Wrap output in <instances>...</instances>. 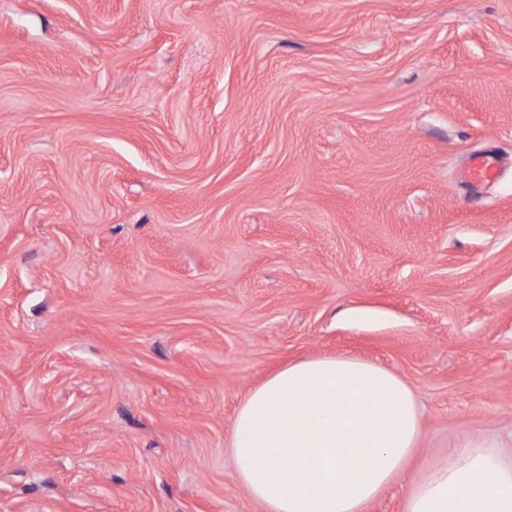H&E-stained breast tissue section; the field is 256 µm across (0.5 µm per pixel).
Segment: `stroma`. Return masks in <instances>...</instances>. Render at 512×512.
<instances>
[{
  "instance_id": "1",
  "label": "stroma",
  "mask_w": 512,
  "mask_h": 512,
  "mask_svg": "<svg viewBox=\"0 0 512 512\" xmlns=\"http://www.w3.org/2000/svg\"><path fill=\"white\" fill-rule=\"evenodd\" d=\"M322 356L423 408L368 512L512 448V0H0V512H264L235 414ZM496 161L493 155H477L473 157L466 177L472 182H481L491 177L495 172Z\"/></svg>"
}]
</instances>
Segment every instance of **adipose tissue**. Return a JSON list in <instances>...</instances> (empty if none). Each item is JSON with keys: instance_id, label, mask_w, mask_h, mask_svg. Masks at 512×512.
Returning a JSON list of instances; mask_svg holds the SVG:
<instances>
[{"instance_id": "ef3b65f1", "label": "adipose tissue", "mask_w": 512, "mask_h": 512, "mask_svg": "<svg viewBox=\"0 0 512 512\" xmlns=\"http://www.w3.org/2000/svg\"><path fill=\"white\" fill-rule=\"evenodd\" d=\"M420 438L407 382L376 364L319 357L252 388L232 427L238 480L266 512H367ZM404 512H512V458L463 440L416 479Z\"/></svg>"}]
</instances>
